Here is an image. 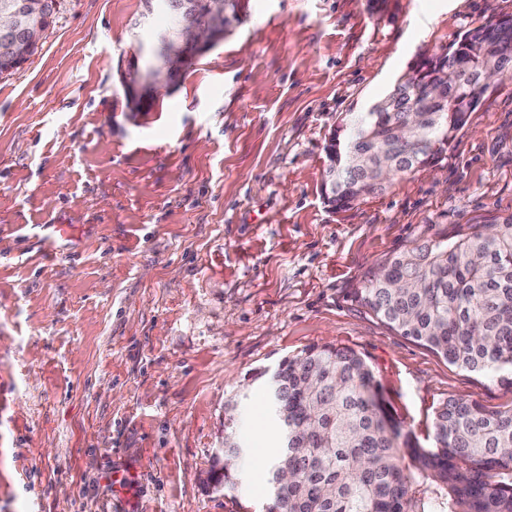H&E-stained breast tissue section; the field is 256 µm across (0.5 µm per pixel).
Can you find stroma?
I'll return each instance as SVG.
<instances>
[{
	"label": "stroma",
	"instance_id": "1",
	"mask_svg": "<svg viewBox=\"0 0 512 512\" xmlns=\"http://www.w3.org/2000/svg\"><path fill=\"white\" fill-rule=\"evenodd\" d=\"M512 17V0H245L173 91L132 112L119 68L142 0H58L0 77V512H261L279 361L323 344L373 368L422 445L434 413L512 386L452 365L352 298L365 271L512 214V79L437 166L329 208L340 119L422 57ZM237 399L249 448L205 478Z\"/></svg>",
	"mask_w": 512,
	"mask_h": 512
}]
</instances>
